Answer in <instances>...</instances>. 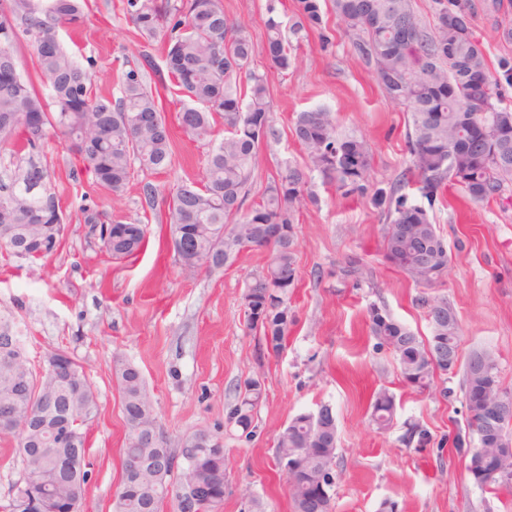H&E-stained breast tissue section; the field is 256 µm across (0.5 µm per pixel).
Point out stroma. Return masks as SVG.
<instances>
[{
    "label": "stroma",
    "mask_w": 512,
    "mask_h": 512,
    "mask_svg": "<svg viewBox=\"0 0 512 512\" xmlns=\"http://www.w3.org/2000/svg\"><path fill=\"white\" fill-rule=\"evenodd\" d=\"M291 24L292 0H224L225 10L243 23L255 44L265 39L268 4ZM474 29L490 67L512 58V42L497 30L512 27V0L497 10L471 0ZM79 31H63L66 51L77 61L93 60V82L115 93L118 62L135 58L138 37L122 11V0H87ZM288 73L270 68L264 55L254 66L267 73L278 141L260 143L248 204L285 166L305 157L292 134L295 113L322 106L341 131L363 137L372 148L369 183L386 188L409 164L407 116L393 105L372 73L351 53L344 34L324 46L320 32L301 43ZM173 127V163L151 181L160 195L200 181L202 144L178 131L181 94L161 93ZM53 184L66 202L67 233L49 257L29 261L0 251V314L13 319L33 364L65 350L84 368L98 395L99 412L88 425V482L80 512H111L121 478L120 450L126 426L113 357L136 365L151 395L166 447L206 429L223 440L227 469L224 502L214 512H290L288 488L275 468V440L289 419L329 405L337 425V478L333 512H378L393 501L397 512H512V496L475 485L467 459L455 448L467 433L464 373L438 376L433 389L405 387L392 352L369 331L368 310L376 306L416 335L431 327L420 300L447 299L461 328V353L487 350L512 389V200L473 204L450 189L429 207L451 263L443 283H413L384 257V220L369 197L341 198L313 178L317 205L303 209L295 226L301 282L288 307L297 323L280 355L267 354L259 333L246 326L243 293L249 274L265 263L261 251L242 253L217 272L189 273L178 263L164 205L146 207L139 183L119 198L96 189L89 176L75 174L76 160L57 142L45 147ZM100 219L141 220L149 229L134 257L111 259L100 236ZM260 376L265 397L257 410L256 435L244 442L225 424L236 388ZM395 398L391 427L370 420L374 393ZM429 433L425 445L404 440L411 425Z\"/></svg>",
    "instance_id": "obj_1"
}]
</instances>
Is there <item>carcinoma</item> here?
Returning a JSON list of instances; mask_svg holds the SVG:
<instances>
[{"instance_id":"obj_1","label":"carcinoma","mask_w":512,"mask_h":512,"mask_svg":"<svg viewBox=\"0 0 512 512\" xmlns=\"http://www.w3.org/2000/svg\"><path fill=\"white\" fill-rule=\"evenodd\" d=\"M435 21L430 25L417 14L414 0H294V22L289 29L267 8L265 41L256 48L244 27L224 10V0H123V12L140 37L135 61L116 70L119 96L94 88L90 69L64 49L60 31L84 23L86 0H5L0 4V148L11 147L9 166L0 170V249L14 255L29 238H63L66 226L60 197L51 182L50 166L43 161L51 138L69 145L80 168L97 188L123 195L139 174L161 173L172 165L171 128L161 111L160 90L175 85L187 98L178 120L188 138L209 144L201 185L185 183L169 198L173 247L186 269L216 271L232 264L248 250L268 251L266 265L250 275L243 294L247 327L259 332L275 354L286 347L296 323L288 311V292L300 281L294 224L301 209L318 204L308 191L310 174L343 196L371 194L373 206L385 220L384 255L412 281L424 287L443 282L448 274V247L422 206L404 193L414 188L433 202L447 187L460 189L475 204L512 198V109L500 105V89L512 86V60L503 58L490 69L482 43L475 36L470 0H432ZM342 27L352 52L376 77L386 98L409 115L406 133L410 165L389 189L369 191L367 173L371 154L366 141L337 130L333 113L322 107L296 114L293 136L306 165L289 166L265 188L261 199L244 209L247 186L253 176L256 151L262 141H276L279 130L272 120L267 75L252 67L256 52L270 66L286 72L296 64L290 38L301 41L311 30L328 29V14ZM403 29L412 32L401 41ZM166 43L165 69L153 54L157 39ZM26 41L37 61L40 86L23 77L12 52ZM155 77L158 86L148 83ZM224 138H215L218 122ZM472 122L488 128V137L472 145L463 141ZM108 254L124 260L144 245L147 225L113 220ZM421 305L432 336L452 342L460 350V328L448 300L423 297ZM369 330L377 339L396 342L393 349L399 374L407 386L424 391L432 387L438 370L437 343L424 341L390 315L376 318L368 312ZM15 340L28 354L14 322L0 317V344ZM490 371L482 376L465 372L464 390L469 411L468 428L478 433L484 416L480 403L471 400L476 390L489 389L491 397L512 390L502 386L492 354ZM127 436L122 448L120 488L113 512H144L155 495L154 480L146 474L139 488L126 486L129 458L142 456L135 429L158 431L154 407L141 371L120 358L113 359ZM35 368L0 362V414L13 415V427L0 435L16 439L17 457L28 471V481L16 494L25 497L45 492L81 498L88 480L86 460L74 466L46 470L47 461L75 457L85 450L88 422L98 414L97 396L86 379L57 385L23 388L17 380ZM237 386V397L227 422L239 436L251 440L256 432V409L262 400L259 377ZM394 399L387 391L375 395L372 418L378 428L392 422ZM70 415L73 440L68 447L43 446L44 432L34 418ZM42 457L25 461L29 443ZM299 449L300 470L294 478L280 472L288 486L293 512H333L332 495L317 502L305 498L304 486L324 470L336 467L337 429L320 420L282 430L276 439L275 458ZM187 471L171 472L167 482L177 490L184 480L205 478L224 502L225 457L207 451L190 454ZM510 479L484 481L478 487L512 492V460L504 462Z\"/></svg>"}]
</instances>
